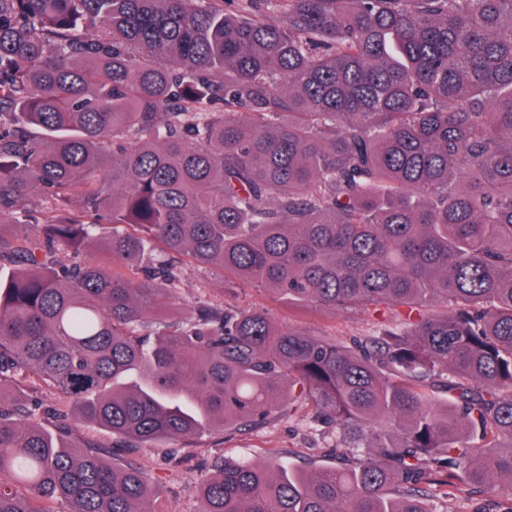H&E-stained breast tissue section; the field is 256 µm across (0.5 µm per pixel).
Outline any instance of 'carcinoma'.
Returning a JSON list of instances; mask_svg holds the SVG:
<instances>
[{
    "label": "carcinoma",
    "mask_w": 512,
    "mask_h": 512,
    "mask_svg": "<svg viewBox=\"0 0 512 512\" xmlns=\"http://www.w3.org/2000/svg\"><path fill=\"white\" fill-rule=\"evenodd\" d=\"M267 10L0 0V512H155L138 449L285 400L351 464H224L199 512L512 502V0ZM176 258L377 322L346 344L257 308L181 317ZM26 378L123 466L46 429ZM64 439L72 446H81L88 440H94L104 446H113L109 448L110 456L109 461L112 463L120 464L125 458L124 448L120 447V443L111 437L109 433L103 430H96L87 425L77 424L72 425L71 428L61 431ZM112 443V444H111ZM444 500V512H501L510 507L506 500L469 495L453 489L448 490V498Z\"/></svg>",
    "instance_id": "obj_1"
}]
</instances>
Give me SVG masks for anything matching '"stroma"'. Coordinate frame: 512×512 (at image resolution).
Listing matches in <instances>:
<instances>
[{"label":"stroma","mask_w":512,"mask_h":512,"mask_svg":"<svg viewBox=\"0 0 512 512\" xmlns=\"http://www.w3.org/2000/svg\"><path fill=\"white\" fill-rule=\"evenodd\" d=\"M179 279V309L186 317L203 304L261 308L279 325L337 341L363 337L371 327L367 314L290 306L264 291L225 283L217 271L204 274L184 266ZM334 444L331 431L305 418L283 416L250 431L216 430L187 439L161 440L140 449L137 457L160 488L162 512H198L199 486L214 473L216 461L242 463L270 457L283 466H328L335 462Z\"/></svg>","instance_id":"35a3bbf8"}]
</instances>
